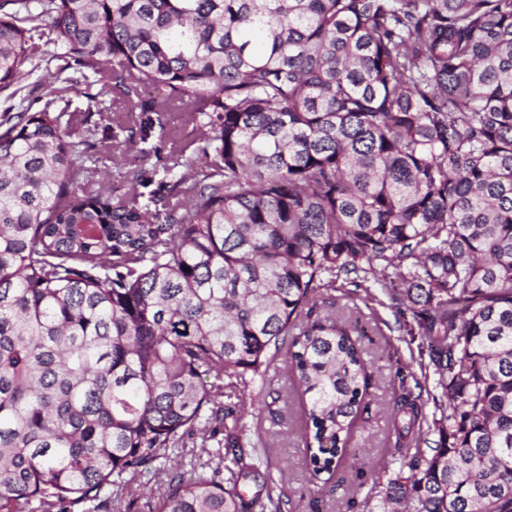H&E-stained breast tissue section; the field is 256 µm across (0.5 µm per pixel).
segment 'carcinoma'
<instances>
[{"mask_svg": "<svg viewBox=\"0 0 512 512\" xmlns=\"http://www.w3.org/2000/svg\"><path fill=\"white\" fill-rule=\"evenodd\" d=\"M37 39L162 139L173 107L206 122L144 204L79 163L80 79L0 122V512H112L195 434L232 445L224 388L281 355L333 475L370 373L358 330L303 313L359 273L448 397L373 508L512 512V0H0V93ZM251 477L241 454L167 473L154 512H278Z\"/></svg>", "mask_w": 512, "mask_h": 512, "instance_id": "cac0c4a2", "label": "carcinoma"}]
</instances>
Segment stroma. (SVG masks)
<instances>
[{"label": "stroma", "instance_id": "1", "mask_svg": "<svg viewBox=\"0 0 512 512\" xmlns=\"http://www.w3.org/2000/svg\"><path fill=\"white\" fill-rule=\"evenodd\" d=\"M59 61L40 64L34 74L21 79L12 91L0 93V117L24 103L32 111L42 107L40 97L49 92V76L56 73ZM87 109V124L94 127L93 150L102 153L111 145L112 159L102 169L113 199L126 198L128 174L145 173L149 184L143 194L160 190L167 171L176 166V155L167 140L150 128L146 115L129 111L119 100L98 96L96 102L79 100ZM149 154H142L143 146ZM312 318L341 317L362 329L364 358L372 374L368 409L358 423L345 459L335 479L324 486H314L304 463L302 433L305 427L302 409L292 375L284 364H276L242 394L225 399L241 430V444L249 449L258 470L251 491L269 490L281 503V512H367L365 501L372 487H384L392 471L395 436L391 421L396 398L402 390H411L425 420L440 417L434 401L437 394L432 379L434 367L429 362L420 336L410 335L411 321L405 306L392 301L378 286L354 287L339 279L335 289L318 296ZM201 456L172 455L170 460L152 462L135 481L139 492L131 512H143L150 489L165 470L178 468L189 472L207 463L218 449L217 439L206 442Z\"/></svg>", "mask_w": 512, "mask_h": 512}]
</instances>
